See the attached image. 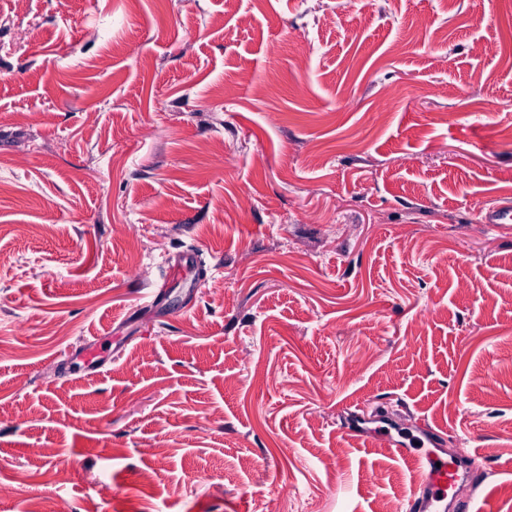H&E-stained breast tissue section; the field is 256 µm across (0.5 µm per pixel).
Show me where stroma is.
I'll return each mask as SVG.
<instances>
[{"label": "stroma", "instance_id": "stroma-1", "mask_svg": "<svg viewBox=\"0 0 512 512\" xmlns=\"http://www.w3.org/2000/svg\"><path fill=\"white\" fill-rule=\"evenodd\" d=\"M503 202L512 0H0V512H512ZM380 428L384 427L379 426L378 432L375 429L369 434L393 446L391 450L394 456L409 464L413 471L409 494L400 503L399 512H421L430 508L437 509L431 510L434 512L448 511V488L457 480L455 469L448 464V459L431 449L413 448L407 442L386 439L387 435ZM436 462H440V467L436 466Z\"/></svg>", "mask_w": 512, "mask_h": 512}]
</instances>
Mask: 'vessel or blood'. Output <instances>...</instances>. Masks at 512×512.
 <instances>
[{"mask_svg": "<svg viewBox=\"0 0 512 512\" xmlns=\"http://www.w3.org/2000/svg\"><path fill=\"white\" fill-rule=\"evenodd\" d=\"M393 454L413 471L410 491L399 512H447L448 489L457 480L454 468L435 451L415 448L404 441L394 442Z\"/></svg>", "mask_w": 512, "mask_h": 512, "instance_id": "b4317fda", "label": "vessel or blood"}]
</instances>
